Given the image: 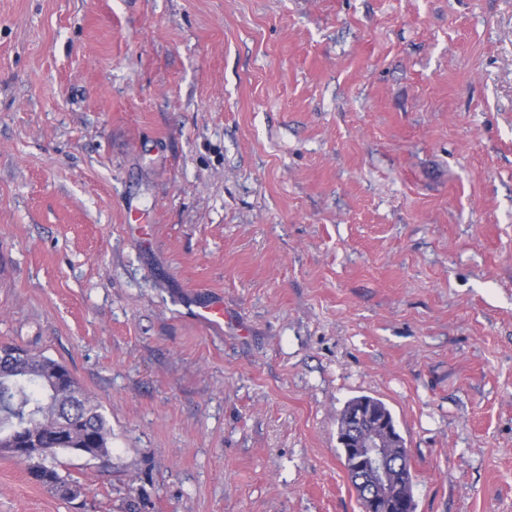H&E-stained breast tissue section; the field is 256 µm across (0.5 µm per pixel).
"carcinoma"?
<instances>
[{
    "instance_id": "1",
    "label": "carcinoma",
    "mask_w": 512,
    "mask_h": 512,
    "mask_svg": "<svg viewBox=\"0 0 512 512\" xmlns=\"http://www.w3.org/2000/svg\"><path fill=\"white\" fill-rule=\"evenodd\" d=\"M61 367L52 359L30 352L22 363L0 361V451L9 454L19 440L34 433L40 435L43 447L31 449L25 462L29 471H37L34 479L54 490L65 480L60 472L61 453L80 448L88 440L93 445L90 453L111 454L107 421L77 380L73 378L63 389H55L53 380ZM361 404L394 421L388 406L369 395L349 400L340 417Z\"/></svg>"
}]
</instances>
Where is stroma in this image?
<instances>
[{"label":"stroma","mask_w":512,"mask_h":512,"mask_svg":"<svg viewBox=\"0 0 512 512\" xmlns=\"http://www.w3.org/2000/svg\"><path fill=\"white\" fill-rule=\"evenodd\" d=\"M0 342L112 451L0 512H361L360 395L512 512V0H0ZM196 318L201 323L212 328L224 326V306L219 302L200 304L194 311Z\"/></svg>","instance_id":"obj_1"}]
</instances>
